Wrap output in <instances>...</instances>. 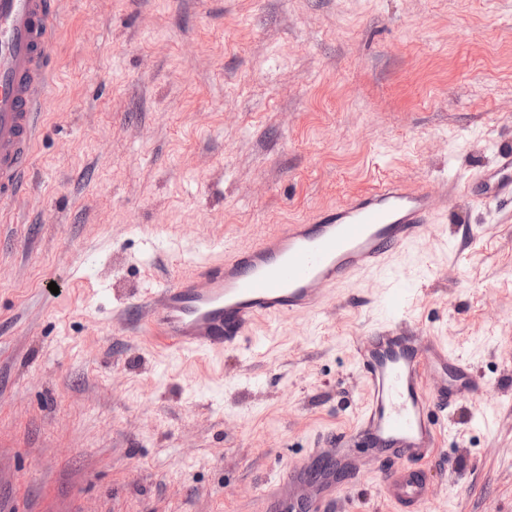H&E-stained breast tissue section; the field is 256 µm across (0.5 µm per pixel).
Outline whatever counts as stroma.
<instances>
[{"mask_svg": "<svg viewBox=\"0 0 512 512\" xmlns=\"http://www.w3.org/2000/svg\"><path fill=\"white\" fill-rule=\"evenodd\" d=\"M57 10L27 188L0 214V512H254L352 424L354 344L400 318L484 389L448 412L434 512H512V206L467 187L512 145V0ZM380 177L432 193L430 233L321 317L221 355L140 331L146 290ZM335 478L345 512H396L376 475Z\"/></svg>", "mask_w": 512, "mask_h": 512, "instance_id": "1", "label": "stroma"}]
</instances>
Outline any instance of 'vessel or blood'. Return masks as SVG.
Here are the masks:
<instances>
[{"mask_svg": "<svg viewBox=\"0 0 512 512\" xmlns=\"http://www.w3.org/2000/svg\"><path fill=\"white\" fill-rule=\"evenodd\" d=\"M58 29L56 0H0V206L26 187L46 103ZM483 201L512 202V149L476 179ZM434 212L429 190L385 181L301 224H282L252 244L148 290L140 326L189 353L236 351L254 325L320 311L332 289L420 243ZM354 359L366 388L348 429L288 460L279 486L262 491L260 512H336L340 485L312 468L344 462L379 475L398 512H431L427 462L438 451L456 399L474 397L477 377L442 341L405 321L369 330Z\"/></svg>", "mask_w": 512, "mask_h": 512, "instance_id": "1", "label": "vessel or blood"}]
</instances>
